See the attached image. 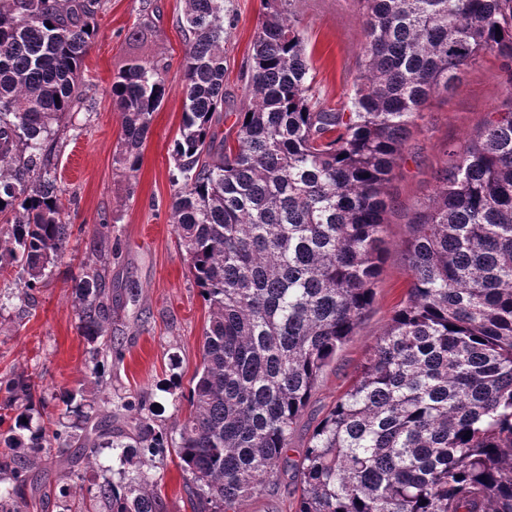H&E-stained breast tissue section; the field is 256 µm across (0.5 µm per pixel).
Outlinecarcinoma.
I'll use <instances>...</instances> for the list:
<instances>
[{"label":"carcinoma","instance_id":"1","mask_svg":"<svg viewBox=\"0 0 512 512\" xmlns=\"http://www.w3.org/2000/svg\"><path fill=\"white\" fill-rule=\"evenodd\" d=\"M360 75L348 111L312 103L310 57L290 0H263L247 68L252 104L225 135L224 0H186L179 74L136 60L112 82L123 114L115 163L137 172L154 113L183 95L170 155L172 223L209 309L203 367L179 441L141 411L53 429L33 425L36 383L6 381L17 409L0 441V512H27L28 465L69 449L89 468L106 448L135 465L87 488L105 512H166L151 467L174 451L194 512H235L294 470L296 512H512V108L448 144L404 245L411 281L352 387L299 460L293 426L372 302L387 191L435 95L494 56L512 95V0H353ZM100 0H0V273L40 287L66 252L67 189L51 174L52 124L79 103ZM79 331L105 337L112 294L77 284ZM469 438H464V434Z\"/></svg>","mask_w":512,"mask_h":512}]
</instances>
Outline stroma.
I'll list each match as a JSON object with an SVG mask.
<instances>
[{
	"mask_svg": "<svg viewBox=\"0 0 512 512\" xmlns=\"http://www.w3.org/2000/svg\"><path fill=\"white\" fill-rule=\"evenodd\" d=\"M186 0H101L97 32L83 62L86 101L58 124L52 153L66 189L71 236L65 256L49 267L39 288L19 292L14 276H0V382L34 376L46 401L43 421L68 424L63 390L84 391L92 413L120 427L126 400L141 398L156 425L178 436L189 413L183 395L202 364L208 308L189 271L173 229L170 145L181 123L182 96L171 86L154 114L141 150L140 168L128 176L113 161L122 137V114L112 100V80L136 58L162 59L179 73L185 36L180 21ZM311 58L313 93L327 107L346 106L359 75L364 41L350 0H292ZM261 0H224L230 37L224 54V90L235 108L249 104L244 70L251 54ZM512 102L499 66L484 59L470 66L450 92L434 97L408 142L388 187L397 207L387 216L386 251L369 312L354 336L324 369L291 435L287 455L298 459L318 425L352 385L368 350L404 297L410 276L403 244L410 234L407 209L432 194L448 143L477 135L487 114ZM110 257L109 334L122 360L107 363L108 384L90 378L97 355L78 330L75 278ZM152 472L168 512H193L187 476L175 455L156 459ZM44 498L33 512H63L59 491L69 485L63 457H42L30 468Z\"/></svg>",
	"mask_w": 512,
	"mask_h": 512,
	"instance_id": "35a3bbf8",
	"label": "stroma"
}]
</instances>
